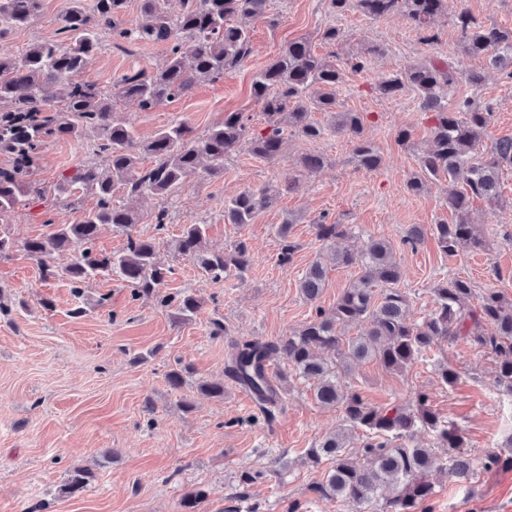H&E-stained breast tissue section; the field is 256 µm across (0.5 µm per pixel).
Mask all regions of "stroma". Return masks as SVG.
<instances>
[{"mask_svg": "<svg viewBox=\"0 0 512 512\" xmlns=\"http://www.w3.org/2000/svg\"><path fill=\"white\" fill-rule=\"evenodd\" d=\"M70 5L71 0H43L37 17L0 43L19 53L33 42L58 39L59 19ZM463 9L484 25L512 29V0H448V13L438 21V39L431 44L422 42L400 14L373 19L356 10L334 13L329 0H269L266 18L251 24L252 53L232 75L200 82L188 95L149 112L115 105L117 118L131 123L143 141L178 121L194 134H204L228 112L246 113L252 126L260 127L264 116L251 94L253 77L289 42L309 38L321 56L334 51L344 57L372 45L384 50L363 71H346L336 90L337 111L363 114L365 136L382 158L379 169L357 166L352 140L334 130L329 113L317 112L313 119L324 127V135L313 141L288 136L280 159L262 160L243 149L225 158L219 176L201 171L166 199L131 200L140 217L137 232L154 239L159 260L174 269L166 291H186L200 301L190 320L175 322L151 298L131 301L128 289L106 276L88 282L82 297H75L64 276L43 279L19 247L0 260V298L12 309L10 317L0 318V512H31L38 504L46 505L47 512H184L183 496L197 488L206 493L200 512H288L293 503L300 512H349L344 502L314 493L329 465L306 458L308 448L340 427V409L320 406L311 385L292 376L284 411L272 425L251 424L254 403L241 387L225 380L224 359L230 338L272 340L309 320L312 307L299 282L323 251L314 229L323 216L349 226L352 247L371 237L392 243L412 321L431 312L433 288L446 278L467 279L479 294L494 290L512 298V165L500 173L498 204H473L472 220L488 236L487 251L449 256L429 233L417 247L405 246L410 225L429 229L451 221L444 203L447 185L433 184L420 194L406 190L407 179L419 169L418 150L429 140L432 119L421 111L415 93L386 98L377 90L388 74L408 63L456 59L460 36L455 18ZM328 26L345 36L334 50L319 38ZM167 52L159 43L133 41L117 47L107 42L76 78L104 87L120 75L155 68ZM464 98L492 109L484 147L512 137V77L493 72L477 88L459 82L448 101ZM403 131L409 144L398 138ZM95 144L90 135L48 140L35 180L54 186L62 175L93 159ZM306 153L323 155L326 163L317 173L300 176L296 160ZM291 176L296 183L284 190ZM267 186L282 190L272 208L242 227L225 223V200ZM162 202L172 222L159 236L152 217ZM76 218L62 202H24L0 231L19 244L46 233L48 223L70 224ZM288 219L299 249L283 266L277 259V229ZM186 224L205 225L206 244L213 250L228 252L246 241L250 267L245 277L215 281L195 262L177 256L175 242ZM103 294L110 295V308L98 307ZM45 297L52 308L42 306ZM79 305L85 314L72 316ZM217 319L227 327V336L213 335ZM446 361L460 373L451 387L437 375ZM180 363L192 367L194 381H223V398L193 388L184 394L171 389L166 375ZM494 372L491 354L457 341L405 372H389L369 359L343 373L342 380L373 406L407 403L416 393H426L433 412L457 425L480 458L512 435V398L496 391ZM185 395L194 401L188 411L180 405ZM277 456L287 469L274 464ZM77 466L91 469L95 479L81 494H63L68 472ZM259 469L265 478L241 489V476ZM431 480L428 512H512L511 468L479 471L467 488L440 473Z\"/></svg>", "mask_w": 512, "mask_h": 512, "instance_id": "stroma-1", "label": "stroma"}]
</instances>
